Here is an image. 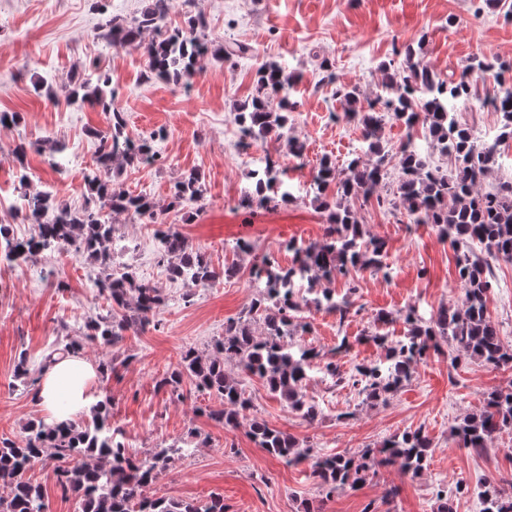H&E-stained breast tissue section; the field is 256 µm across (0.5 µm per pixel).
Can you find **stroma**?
Listing matches in <instances>:
<instances>
[{
    "instance_id": "1",
    "label": "stroma",
    "mask_w": 512,
    "mask_h": 512,
    "mask_svg": "<svg viewBox=\"0 0 512 512\" xmlns=\"http://www.w3.org/2000/svg\"><path fill=\"white\" fill-rule=\"evenodd\" d=\"M142 7L143 0H0V113L21 117L19 124L0 127V225L17 238L31 232L14 213L20 203L15 179L20 162L31 173L29 192L53 190L62 203L84 206L85 175L96 156L94 133L107 129L110 118L72 103L71 95L92 69L111 74L114 105L124 114L127 133L159 134L155 147L162 155L161 163L123 169L114 184L152 198L162 210L160 222L177 225L216 269H236L209 288H187L159 264L154 225L124 214L112 217L118 236L113 268L132 267L160 288L164 301L157 326L129 330L123 347L113 350L115 372L98 380L90 397L111 399L112 422L137 456L175 441L190 444V452L174 456L159 475L153 491L186 501L219 493L227 512H304L316 502L322 512H440L445 502L452 512H480L479 493L487 484L512 498V429L501 431L484 452L458 447L451 436L458 421L482 410L487 393L512 390V368L455 358L448 346L429 353L383 402H367L345 382L309 384L306 394L321 410L312 422L289 409L263 381L248 380L253 415L303 448L354 454L418 428L430 438L428 463L419 474L387 467L359 488L340 487L330 494L305 467L287 466L259 448L248 421L229 431L201 414V407H219V400L191 392L173 401L157 388L181 350L222 336L227 320L255 300L257 289L243 281L253 264L270 254L288 265V241L309 244L323 238L328 215L306 194L274 208L240 205L252 164L229 146L238 127L236 107L250 98L259 64L280 63L295 77L296 106L288 129L300 136L304 157H293L283 138L269 141L268 148L287 168L289 180L306 186L320 159L344 163L362 140L358 127L331 117L345 110L337 86L357 87L363 99L372 98L382 64L404 68L409 48L421 52L447 81L459 79L476 56L512 60V20L483 0H202L210 37L243 43L249 52L228 59L208 56L199 62L198 75L177 84L148 77L140 48H113L99 35L104 18L129 21ZM325 58L334 64L335 81H327L319 68ZM56 142L71 158L59 172L49 164ZM21 144L27 152L20 161L15 149ZM191 170L202 175L203 200L189 219L167 203L173 182ZM380 194L385 204L372 198L357 204L356 213L367 233L386 242L388 273L358 271L336 280L330 288L336 297L350 296L351 314L342 321L315 311L310 319L314 348L326 352L341 338L351 341L349 356L340 361L345 376L356 365L382 357L374 335L407 334L406 309L428 319L440 307L460 305L463 297L450 240L433 225L410 223L403 209L391 208L396 179H389ZM241 237L253 242L252 252H234ZM98 272L84 259L50 251L21 263L0 260V437L23 443L26 424L40 418L34 388L16 377L20 353L39 361L56 340L59 322L75 330L100 311L87 288ZM493 273L488 314L512 348V262L495 263Z\"/></svg>"
}]
</instances>
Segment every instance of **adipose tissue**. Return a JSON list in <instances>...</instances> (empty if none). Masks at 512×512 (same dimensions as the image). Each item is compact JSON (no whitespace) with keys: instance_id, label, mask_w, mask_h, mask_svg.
I'll list each match as a JSON object with an SVG mask.
<instances>
[{"instance_id":"adipose-tissue-1","label":"adipose tissue","mask_w":512,"mask_h":512,"mask_svg":"<svg viewBox=\"0 0 512 512\" xmlns=\"http://www.w3.org/2000/svg\"><path fill=\"white\" fill-rule=\"evenodd\" d=\"M97 378L94 364L78 354L55 357L38 383L36 404L46 424L74 421L90 404V388Z\"/></svg>"}]
</instances>
